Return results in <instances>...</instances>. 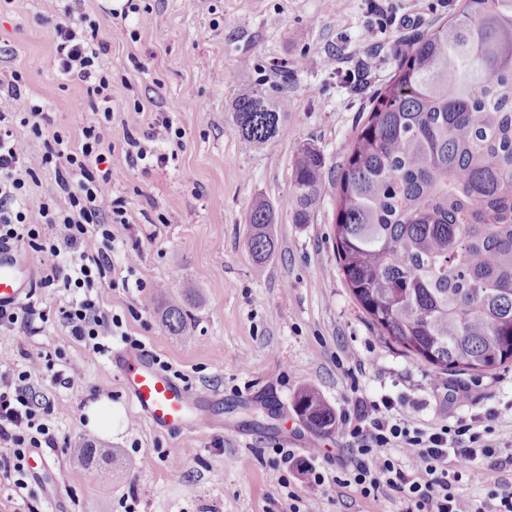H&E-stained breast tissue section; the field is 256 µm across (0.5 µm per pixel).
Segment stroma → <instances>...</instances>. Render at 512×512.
<instances>
[{
  "label": "stroma",
  "mask_w": 512,
  "mask_h": 512,
  "mask_svg": "<svg viewBox=\"0 0 512 512\" xmlns=\"http://www.w3.org/2000/svg\"><path fill=\"white\" fill-rule=\"evenodd\" d=\"M118 0H76L99 21L111 47L102 59L112 74L114 112L141 123L176 113L182 145L149 172L124 161L125 130L110 139L119 174L113 196L131 223L112 227L121 285L104 301L121 319L128 343L145 349L178 382L210 393L211 426L180 435L156 431L140 416L103 355L73 340L58 313L62 288L36 289L32 300L49 317L42 333L0 329V354L51 344L55 369L85 365L73 387L39 379L53 401L56 447L26 454V489L0 476V512H402L398 499L365 498L355 488L312 490L289 472L280 449L316 444L318 463L351 470L354 454L341 430L318 433L293 409L305 388L318 389L335 414L357 396H389L415 424L432 426L461 414L512 403V367L471 376L441 373L380 336L338 270L332 225L335 191L326 187L310 223L276 214L277 249L263 277L253 274L248 213L257 199L278 204L291 187L299 144L315 145L337 168L374 90L392 75L401 48L436 21L453 18L460 0H134L124 34L113 35ZM39 0H0V67L20 70L26 98L44 104L55 129L79 137L89 117L86 88L56 71L54 28L37 22ZM387 26H379V19ZM304 69L292 70L296 58ZM231 71L229 83L214 74ZM265 88L288 102V138L243 148L232 121L235 100ZM141 246L134 268L123 253ZM201 294L188 311L190 340L171 336L152 285ZM362 369H354V359ZM112 403V431L87 428L84 409ZM91 441L115 461L85 477L72 448ZM53 465L42 470L41 457Z\"/></svg>",
  "instance_id": "35a3bbf8"
}]
</instances>
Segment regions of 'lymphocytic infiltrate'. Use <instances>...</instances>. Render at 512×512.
I'll return each instance as SVG.
<instances>
[{
	"label": "lymphocytic infiltrate",
	"mask_w": 512,
	"mask_h": 512,
	"mask_svg": "<svg viewBox=\"0 0 512 512\" xmlns=\"http://www.w3.org/2000/svg\"><path fill=\"white\" fill-rule=\"evenodd\" d=\"M38 19L54 26L57 70L64 81L83 83L87 106L97 115L81 130L79 138L51 129L42 105L27 103L26 114L14 119L0 113V252L18 242L45 254L49 263L40 287L76 288L85 295L61 307L59 313L71 337L94 352L104 349L100 339L119 327L118 318L105 309L97 288L110 278L112 227L126 224L130 215L121 199L112 195L119 173L112 164L109 140L112 122V76L100 65L110 46L99 24L89 15H74L64 0H41ZM29 127L44 138L43 152H27L14 134L15 125ZM172 118L150 123L140 137H126L128 167L164 165V148L179 136ZM53 173L42 181L44 173ZM43 187L38 211L24 202L27 184ZM49 237H42L43 229ZM100 237V247L88 248L89 238ZM51 355L50 344L0 355V472L22 478L26 447H55L49 425L55 407L37 388ZM503 416L491 409L460 416L433 427L415 425L389 397L357 398L351 414L342 416L343 434L352 449L354 468L346 477L332 475L317 465L319 450L309 446L306 467L312 488L325 485L355 487L363 497L385 490L400 493L403 512H512V492L492 485L488 472L512 465V455L501 457L494 423ZM485 488L482 497L462 494L459 482Z\"/></svg>",
	"instance_id": "lymphocytic-infiltrate-1"
}]
</instances>
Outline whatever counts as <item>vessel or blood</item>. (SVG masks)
<instances>
[{"mask_svg":"<svg viewBox=\"0 0 512 512\" xmlns=\"http://www.w3.org/2000/svg\"><path fill=\"white\" fill-rule=\"evenodd\" d=\"M31 279L30 265L19 252H0V306L21 304ZM109 368L134 408L155 430L186 433L210 425L209 396L176 382L145 351L116 350Z\"/></svg>","mask_w":512,"mask_h":512,"instance_id":"1","label":"vessel or blood"}]
</instances>
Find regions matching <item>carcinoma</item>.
<instances>
[{
  "mask_svg": "<svg viewBox=\"0 0 512 512\" xmlns=\"http://www.w3.org/2000/svg\"><path fill=\"white\" fill-rule=\"evenodd\" d=\"M409 45L338 169L297 148L281 207L309 223L331 181L339 270L379 334L439 372L489 374L512 365V0H462ZM233 119L248 149L289 136L284 105L261 88L235 101ZM274 221L269 203L253 204L258 275L276 249ZM197 293L157 289L171 335L192 336L186 305ZM295 411L316 432L336 428L313 389ZM75 454L93 468L112 449Z\"/></svg>",
  "mask_w": 512,
  "mask_h": 512,
  "instance_id": "carcinoma-1",
  "label": "carcinoma"
}]
</instances>
